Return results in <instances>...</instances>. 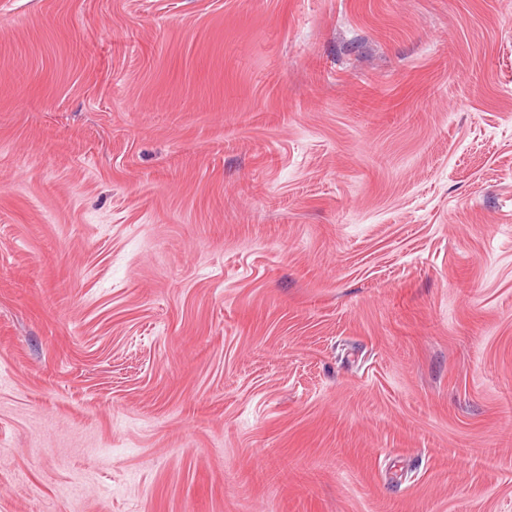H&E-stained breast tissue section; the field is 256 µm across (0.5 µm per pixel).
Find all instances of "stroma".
Here are the masks:
<instances>
[{"label":"stroma","instance_id":"35a3bbf8","mask_svg":"<svg viewBox=\"0 0 512 512\" xmlns=\"http://www.w3.org/2000/svg\"><path fill=\"white\" fill-rule=\"evenodd\" d=\"M0 512H512V0H0Z\"/></svg>","mask_w":512,"mask_h":512}]
</instances>
